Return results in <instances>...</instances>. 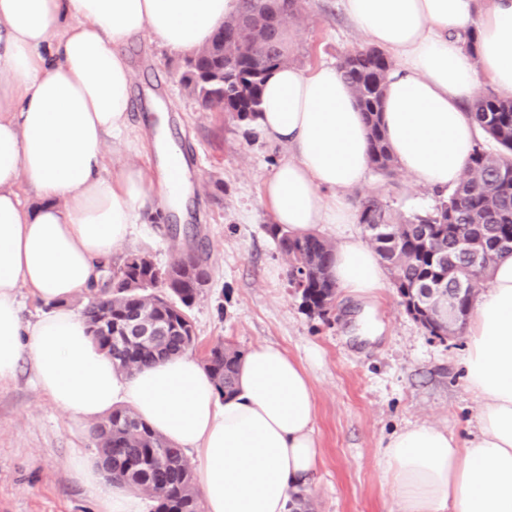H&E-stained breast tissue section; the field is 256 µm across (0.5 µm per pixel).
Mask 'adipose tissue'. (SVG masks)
<instances>
[{
	"label": "adipose tissue",
	"instance_id": "adipose-tissue-1",
	"mask_svg": "<svg viewBox=\"0 0 512 512\" xmlns=\"http://www.w3.org/2000/svg\"><path fill=\"white\" fill-rule=\"evenodd\" d=\"M355 30L387 51L382 123L401 167L454 189L473 151L467 115L475 73L512 94V0H341ZM240 0H0V380L29 357L38 386L78 422L131 408L175 445L195 450L205 512H289L319 463L310 378L279 346L253 348L227 399L191 353L128 374L90 335L73 297L98 282L115 247L143 223L156 190L141 168L105 161L121 149L133 79L122 48L149 34L172 51L209 45ZM256 126L288 147L263 198L290 235L356 223L350 190L365 182L368 127L335 67L284 65L266 80ZM28 186L25 202L19 186ZM330 276L357 295L383 288L374 248L345 236ZM45 307L24 323L19 287ZM481 401L466 442L416 424L382 450L398 512H512V256L475 300L464 357ZM103 512H144L139 496L76 461Z\"/></svg>",
	"mask_w": 512,
	"mask_h": 512
}]
</instances>
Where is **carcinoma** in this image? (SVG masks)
Here are the masks:
<instances>
[{"mask_svg": "<svg viewBox=\"0 0 512 512\" xmlns=\"http://www.w3.org/2000/svg\"><path fill=\"white\" fill-rule=\"evenodd\" d=\"M268 12L256 0H243L240 14L230 17L211 44L185 59L183 84L200 100L222 101L224 111L236 112L241 121H253L260 112L265 77L254 73L258 48L249 36L224 41V29H258L266 36ZM287 27L267 44L275 48V69L288 63ZM391 58L374 46L345 53L337 69L351 88L369 127L368 165L390 178L399 167L381 126L380 114ZM469 117L483 135L476 143L465 176L448 194L437 192L435 205L404 217L380 197L368 196L360 204V224L379 225L372 244L387 268L393 288H419L445 279L449 288L462 282L478 288L501 258L512 256L509 247H495L499 239L512 237V96L479 95ZM267 231L277 242L290 271H306L300 292L302 308L323 316L333 307L336 282L329 276L335 245L317 235L291 237L276 224ZM467 240L489 251L487 265L471 266L467 253L457 247ZM112 282L98 292L80 298L82 314L112 316V326L145 300L154 302L158 317L173 328L191 324L188 308L195 301L196 282L210 277L206 259L197 252L179 253L166 266L157 265L144 250L129 252L120 263L108 265ZM176 274L165 281L166 271ZM196 337L173 333L154 345L126 348L118 367L128 373L194 348ZM244 353L222 341L214 343L203 358L221 396L234 392L238 366ZM96 454L112 482L143 493L154 503L153 512H201L193 467L184 451L170 443L127 407H119L92 426Z\"/></svg>", "mask_w": 512, "mask_h": 512, "instance_id": "carcinoma-1", "label": "carcinoma"}]
</instances>
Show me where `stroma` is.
<instances>
[{"label": "stroma", "instance_id": "stroma-1", "mask_svg": "<svg viewBox=\"0 0 512 512\" xmlns=\"http://www.w3.org/2000/svg\"><path fill=\"white\" fill-rule=\"evenodd\" d=\"M363 43L339 0H303L288 26L290 62L301 68L336 65ZM125 52L134 74L130 136L113 161L155 171V138L166 137L187 155L194 192L183 213L137 225L113 261L145 249L163 266L177 252L204 246L210 279L189 310L194 356L203 358L220 340L244 352L275 343L311 377L321 463L305 487L307 512H397L381 465L391 434L428 423L463 441L473 429L480 400L466 386L465 335L430 336L389 283L374 299L338 290L328 315H308L266 230L272 216L262 200L287 147L254 123L200 111L180 82L182 54L146 36ZM370 194L405 216L436 200L402 169L390 178L369 173L350 193L352 206ZM90 431L53 406L21 360L14 377L0 381V512H101L72 469L75 458L94 456Z\"/></svg>", "mask_w": 512, "mask_h": 512}]
</instances>
